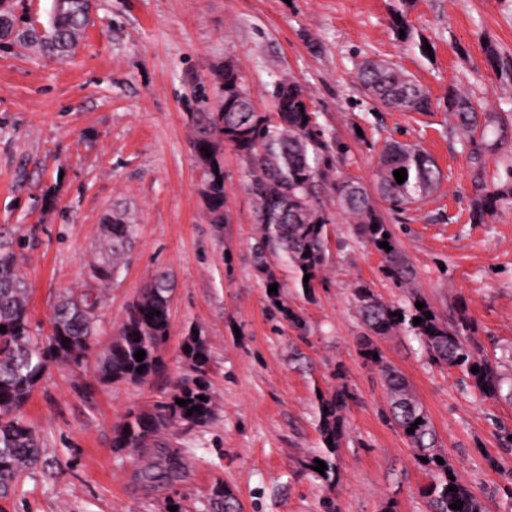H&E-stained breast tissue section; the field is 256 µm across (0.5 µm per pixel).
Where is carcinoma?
Wrapping results in <instances>:
<instances>
[{"label":"carcinoma","mask_w":512,"mask_h":512,"mask_svg":"<svg viewBox=\"0 0 512 512\" xmlns=\"http://www.w3.org/2000/svg\"><path fill=\"white\" fill-rule=\"evenodd\" d=\"M407 0H396L391 8L395 30H405L404 42H413L405 16ZM89 0H53L48 26L38 33L29 11L16 14L14 0H0V48L16 44H38L51 53L62 55L73 49L87 28ZM224 110L200 112L194 117V154L203 171L202 194L209 222L222 225L226 220V183L221 144L233 147L246 165L247 188L255 203V223L259 224L254 254L256 268L266 285L283 288L277 270L291 269L300 288L313 289L323 282L329 226L335 216L321 206L319 194L328 187L336 197L337 209L352 220L355 233L384 257L383 271L398 288L411 287L407 263L399 249L392 225L386 223L360 180L338 171L336 159L344 146L329 136L318 122V113L310 107V97L293 77L277 82L272 91L274 112H256L250 93L239 71L223 72ZM357 79L366 96L374 103L400 112L424 113L432 109L430 94L413 77L376 59L362 62ZM446 110L455 119L454 128L467 142L484 138L491 127L496 140L505 142L512 131L509 119L487 114L482 105L461 92L448 88ZM206 147L211 156L201 151ZM406 169L407 179L397 183L393 172ZM442 174L435 160L417 144L391 139L381 150L375 170V190L390 209L408 208L426 200L441 183ZM512 205V187L487 190L471 203V218L484 224L499 209ZM107 261L91 269L102 287L69 293L55 305L49 317L48 334H36L30 325L29 286L20 269V250L27 236L0 239V497L16 488L25 473L37 467L44 455L43 445L33 427L25 420L23 408L33 389L57 362L76 367L90 355L104 302L103 288L114 279L132 244L136 225L129 217L116 214L103 226ZM386 241L391 250L379 247ZM310 275L303 283L304 275ZM172 284L167 273L155 274L126 310L117 338L96 356V377L102 384H145L163 368L160 354L170 332L169 298ZM271 307L292 326L301 329V315L285 305H276L280 294H269ZM354 297L365 326L361 354L367 361L381 365L387 391L389 422L399 429L414 454L416 465L428 483L421 489L430 512H484L482 503L471 493L460 476L446 464L448 458L435 447L436 432L426 410L415 397L407 378L395 368L375 359L378 352L373 337L387 336L404 328L417 336L431 360L457 368L469 378L471 386L486 398L500 395L502 382L497 366L469 344L473 330L471 318L463 314L453 324L440 322L436 315L425 318L430 306L421 309L418 294L408 307L388 305L371 289L359 285ZM158 311L160 315L149 316ZM401 313V317L394 313ZM422 318L419 325L413 319ZM183 345L189 351L182 357L193 367L194 377L182 381L155 400L149 407L129 410L113 428L112 447L145 454L160 435L173 427L194 429L208 425L214 407L208 380L210 351L205 338L188 332ZM145 351L143 360L134 354ZM143 372H137L138 367ZM479 372H471L472 367ZM205 396L202 401L199 396ZM188 401L182 407L176 400ZM351 393L342 386L317 399V429L325 448L319 460L324 473H315L327 489L336 481V448L345 434L344 412ZM200 410L187 415V410ZM328 411H323V408ZM421 424H415L416 420ZM414 428L409 433L407 429ZM443 459L437 463L435 457ZM426 461H421V458ZM454 491H449V486ZM213 512H237L233 493L219 481L211 493ZM463 501L461 510L450 508Z\"/></svg>","instance_id":"obj_1"}]
</instances>
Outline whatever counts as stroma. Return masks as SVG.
<instances>
[{"label": "stroma", "instance_id": "35a3bbf8", "mask_svg": "<svg viewBox=\"0 0 512 512\" xmlns=\"http://www.w3.org/2000/svg\"><path fill=\"white\" fill-rule=\"evenodd\" d=\"M392 0H93L94 21L75 52L48 57L0 51V230L38 228L21 269L32 326L48 332L59 295L97 287L90 268L106 259L103 220L126 213L137 226L125 266L106 292L95 350L107 347L129 303L168 272L170 335L165 369L146 386L80 387L79 369L50 367L24 409L43 441L39 467L0 512H209L224 482L241 512H427V478L404 437L385 419L379 365L360 352L364 328L353 290L372 288L406 304L384 259L345 218L329 229L324 281L313 295L282 270L281 300L306 322L295 331L273 315L256 270L254 205L245 164L224 150L229 221L209 224L192 116L222 106L218 76L233 62L258 111L288 74L308 91L318 121L346 145L340 171L373 187L385 141L419 144L444 178L422 204L379 205L436 317L473 321L470 343L512 379V206L491 222L470 220L469 202L492 184H512V143L465 144L448 125L455 86L512 119V0H411L407 18L432 48L397 39ZM502 68H491L488 49ZM379 59L415 77L432 109L418 114L373 104L355 78ZM209 343L215 418L149 451L153 479L135 454L112 446L124 414L168 392L191 371L181 355L190 327ZM425 407L437 446L486 512H512V392L482 397L455 368L431 361L395 331L376 338ZM346 384L353 398L337 451L333 489L310 470L321 449L317 392Z\"/></svg>", "mask_w": 512, "mask_h": 512}]
</instances>
